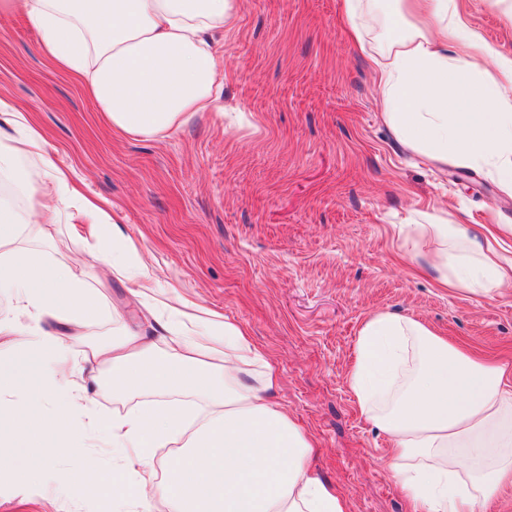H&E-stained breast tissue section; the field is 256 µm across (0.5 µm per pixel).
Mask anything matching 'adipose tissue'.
Returning <instances> with one entry per match:
<instances>
[{
    "label": "adipose tissue",
    "mask_w": 512,
    "mask_h": 512,
    "mask_svg": "<svg viewBox=\"0 0 512 512\" xmlns=\"http://www.w3.org/2000/svg\"><path fill=\"white\" fill-rule=\"evenodd\" d=\"M393 4L388 46L370 58L385 123L431 162L484 170L512 193V53L467 22L461 0ZM7 12L27 16L45 55L78 78L114 130L152 136L212 107L219 65L211 35L233 23L237 0H0ZM0 122L12 129L0 136V183L11 187L0 193V294L20 316L0 323V333L24 337L21 358L0 361V470L38 487L55 455L98 427L119 453L117 475L60 482L126 512H152L157 497L169 512H348L346 498L310 469L313 442L271 399L275 371L240 325L198 305L167 326L165 348L126 331L71 359V341L102 314L88 280L128 281L139 305L154 300L158 282L117 232L111 259L85 277L26 248L76 190L40 129L2 98ZM27 156L40 162L36 175L21 168ZM413 231L436 245L423 258L440 287L491 297L512 285V224L503 218L468 232L435 216ZM92 364L110 367L113 393L144 405L105 421L85 411L98 383L86 372ZM511 374L421 321L389 312L363 321L349 389L390 442L388 465L414 512H486L512 483ZM186 395L209 400L215 415L157 476L150 450L188 429Z\"/></svg>",
    "instance_id": "adipose-tissue-1"
}]
</instances>
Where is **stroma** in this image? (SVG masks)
Segmentation results:
<instances>
[{"label":"stroma","mask_w":512,"mask_h":512,"mask_svg":"<svg viewBox=\"0 0 512 512\" xmlns=\"http://www.w3.org/2000/svg\"><path fill=\"white\" fill-rule=\"evenodd\" d=\"M212 36L224 58L215 107L172 134L102 125L79 82L41 53L23 14H0V98L42 127L80 195L33 245L74 271L99 264L84 200L100 202L161 287L238 323L279 374L274 397L315 442L312 465L349 512H411L388 444L348 387L352 347L377 312L412 317L491 362L512 365V288L491 298L437 287L408 258L399 224L450 205L464 228L512 219V197L482 170L404 148L382 117L368 59L340 0H237ZM468 21L512 53V19L465 0ZM99 323L74 357L128 328L164 345L123 282L98 289ZM0 512H107L99 498L0 482Z\"/></svg>","instance_id":"35a3bbf8"}]
</instances>
